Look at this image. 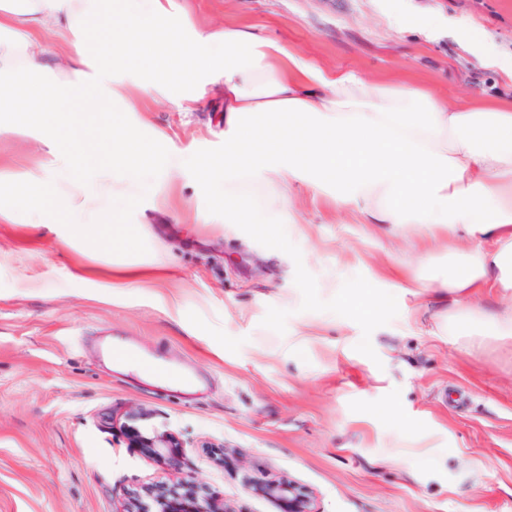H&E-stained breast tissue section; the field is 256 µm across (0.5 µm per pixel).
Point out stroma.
<instances>
[{
    "label": "stroma",
    "instance_id": "1",
    "mask_svg": "<svg viewBox=\"0 0 512 512\" xmlns=\"http://www.w3.org/2000/svg\"><path fill=\"white\" fill-rule=\"evenodd\" d=\"M203 21L251 27L325 69L432 88L449 103L512 100L484 66L512 53V0H189ZM169 143L224 152V98L195 111L150 102ZM36 139L0 131V163L36 167ZM188 222L142 199L141 244L87 251L56 229L0 224V512H124L185 473L227 512H281L257 484L292 480L309 512H512V339L449 337L447 306L404 291L410 239L303 194L304 221L268 235L221 223L184 170ZM170 274L112 287L116 261ZM137 347L195 369L205 393L116 368L99 347ZM169 424L176 459L125 426Z\"/></svg>",
    "mask_w": 512,
    "mask_h": 512
}]
</instances>
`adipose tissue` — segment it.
Masks as SVG:
<instances>
[{
    "instance_id": "ef3b65f1",
    "label": "adipose tissue",
    "mask_w": 512,
    "mask_h": 512,
    "mask_svg": "<svg viewBox=\"0 0 512 512\" xmlns=\"http://www.w3.org/2000/svg\"><path fill=\"white\" fill-rule=\"evenodd\" d=\"M70 52L52 62L47 34ZM224 91V153L195 143L163 150L166 134L144 97L181 107L207 87ZM37 136L44 163L0 166V223L57 224L65 241L97 245L140 237L123 223L158 170L194 163L197 187L215 169L213 206L227 224L291 222L295 185L334 187L331 206L364 224H414L451 241L454 258L434 288L452 299V336H510L512 311L469 301L512 290V103L456 104L411 82L388 84L313 65L251 28L198 24L174 0H0V127ZM247 181L274 185L263 206Z\"/></svg>"
}]
</instances>
